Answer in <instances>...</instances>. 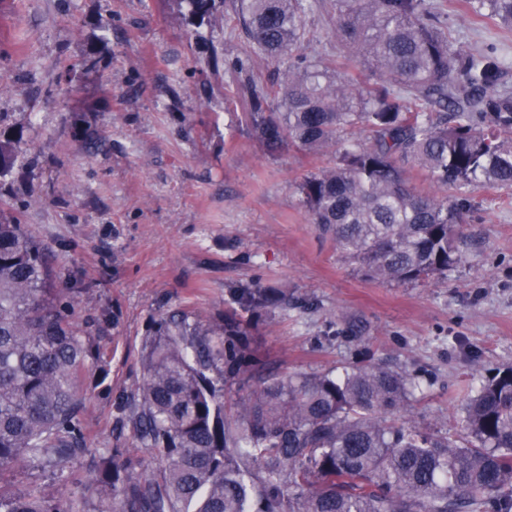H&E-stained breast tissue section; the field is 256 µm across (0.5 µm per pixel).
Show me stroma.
<instances>
[{"label": "stroma", "instance_id": "35a3bbf8", "mask_svg": "<svg viewBox=\"0 0 512 512\" xmlns=\"http://www.w3.org/2000/svg\"><path fill=\"white\" fill-rule=\"evenodd\" d=\"M306 54L337 72L358 58L333 34L328 0H312ZM179 0H0V113L24 127L25 155L0 183V209L49 250L74 322L92 323L100 359L81 383L82 423L95 448L135 449L115 422L142 380L153 319L177 307L204 320L241 285L277 287L287 305L252 338L271 375L379 363L419 376L417 419L456 433L476 373L512 363V193L472 195L468 265L419 283L365 279L310 224L292 184L334 155L267 154L242 131L237 61L260 82L275 66L242 30L217 22L188 33ZM455 47L491 52L512 88V29L448 6ZM96 64L84 68L83 60Z\"/></svg>", "mask_w": 512, "mask_h": 512}]
</instances>
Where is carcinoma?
I'll use <instances>...</instances> for the list:
<instances>
[{
    "label": "carcinoma",
    "instance_id": "obj_1",
    "mask_svg": "<svg viewBox=\"0 0 512 512\" xmlns=\"http://www.w3.org/2000/svg\"><path fill=\"white\" fill-rule=\"evenodd\" d=\"M196 34L224 0H183ZM474 13L512 26V0H472ZM307 0H237L234 16L256 54L285 64L276 81L247 76L243 130L273 155L330 149L333 166L294 190L336 251L363 276L406 284L468 263L462 216L479 185L512 190V94L500 60L462 53L430 0H333L339 45L361 55L371 82L300 53ZM370 137L364 139L363 133ZM23 128L0 113V179L20 157ZM429 172L436 194L411 187ZM237 307L204 323L171 309L150 327L142 381L119 407L136 447L158 462L88 444L81 382L98 357L71 321L48 248L18 213L0 212V512H512V365L478 375L459 409L462 434L416 424L421 390L406 369L374 364L263 376L251 336L286 294L240 287ZM251 392L224 415V379ZM49 471L67 489L16 491L3 475Z\"/></svg>",
    "mask_w": 512,
    "mask_h": 512
}]
</instances>
